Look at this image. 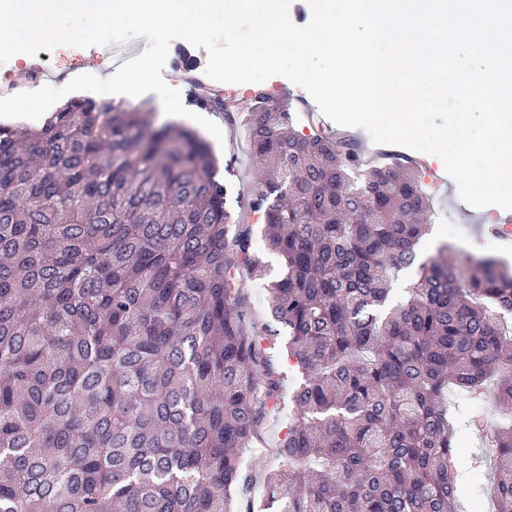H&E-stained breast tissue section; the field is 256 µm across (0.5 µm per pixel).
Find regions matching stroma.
<instances>
[{"label":"stroma","mask_w":512,"mask_h":512,"mask_svg":"<svg viewBox=\"0 0 512 512\" xmlns=\"http://www.w3.org/2000/svg\"><path fill=\"white\" fill-rule=\"evenodd\" d=\"M146 38L136 37L120 44L79 48L59 46L52 51H39L37 55L22 60H9L0 63V81L8 82L17 77L30 78L33 66H49L51 76L71 81L81 74H99L102 71L115 72L117 63L140 55L147 47ZM208 56L205 49H198L187 41H172L163 78L168 84H181L184 105L189 110H200L202 116H209V109H198L188 75L204 78ZM244 98H252L262 93L269 98L289 102L292 109L295 129H302L304 109L315 108L316 103L309 93L285 77L274 76L260 84H246L242 87ZM219 178L228 187L227 205L233 213H240L247 201L250 185L260 176L251 154L247 133L243 125L228 127L223 152L217 153ZM435 185L428 191L433 197L434 208L425 218L428 226L419 243L421 259H434L442 246L453 249L454 256L469 252H481L504 260L512 267V240L504 241L486 235L489 223L501 224L512 213L499 206L490 205L481 209L464 203L459 196L456 181L446 172H435ZM253 238L257 244L256 252L261 261L260 268L252 272L250 281V303L260 313L268 314L266 286L282 272L281 258L263 246V225L253 221ZM291 414L290 401H282L281 412L267 421L263 431V442L244 449L243 462L253 471L266 473L276 468L277 461L271 448L284 438L288 431Z\"/></svg>","instance_id":"obj_1"}]
</instances>
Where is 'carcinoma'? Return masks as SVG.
<instances>
[{
	"instance_id": "cac0c4a2",
	"label": "carcinoma",
	"mask_w": 512,
	"mask_h": 512,
	"mask_svg": "<svg viewBox=\"0 0 512 512\" xmlns=\"http://www.w3.org/2000/svg\"><path fill=\"white\" fill-rule=\"evenodd\" d=\"M243 115L265 174L248 207L283 262L267 299L303 382L265 475L275 512H481L448 391L495 448L512 512V274L492 258L417 262L420 166L364 157L263 94ZM208 146L136 108L74 99L0 125V512H233L240 453L284 378L252 321V227L233 222ZM417 268L388 306L398 273ZM503 410L491 421L484 403Z\"/></svg>"
}]
</instances>
